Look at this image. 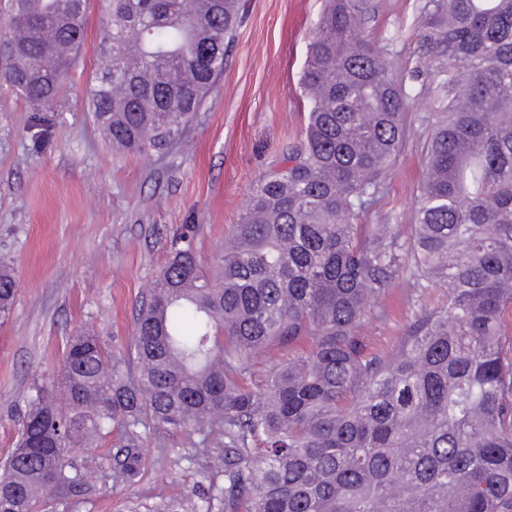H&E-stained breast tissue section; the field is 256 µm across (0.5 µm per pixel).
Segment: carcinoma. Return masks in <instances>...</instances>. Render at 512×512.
Here are the masks:
<instances>
[{"label": "carcinoma", "mask_w": 512, "mask_h": 512, "mask_svg": "<svg viewBox=\"0 0 512 512\" xmlns=\"http://www.w3.org/2000/svg\"><path fill=\"white\" fill-rule=\"evenodd\" d=\"M89 2L0 0V78L37 112L87 39ZM96 2L106 35L88 111L112 149L164 157L224 74L240 0ZM370 10L325 0L300 75L301 143L259 178L208 264L193 236L175 240L137 300L133 354L84 329L57 387L33 386L0 512L88 490L70 449L117 430L126 485L148 436L224 449V482L150 512H512V0H435L417 31L411 78L435 109L402 244L394 224L359 223L399 152L407 98L359 29ZM403 272L417 310L377 351L362 325ZM14 291L1 270V316Z\"/></svg>", "instance_id": "carcinoma-1"}]
</instances>
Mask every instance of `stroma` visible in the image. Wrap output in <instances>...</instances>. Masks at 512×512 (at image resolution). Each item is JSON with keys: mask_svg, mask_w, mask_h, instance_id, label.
Returning a JSON list of instances; mask_svg holds the SVG:
<instances>
[{"mask_svg": "<svg viewBox=\"0 0 512 512\" xmlns=\"http://www.w3.org/2000/svg\"><path fill=\"white\" fill-rule=\"evenodd\" d=\"M363 33L406 79L401 150L384 190L362 218L409 234L426 162L433 94L409 74L419 61L415 34L430 0H372ZM323 0H246L228 47L224 75L183 141L170 154L140 158L113 152L86 106L96 64L97 6L88 39L57 104L34 122V109L0 84V264L16 282L12 310L0 319V462L15 446L33 383L54 384L68 336L94 327L111 346L131 341L134 307L164 265L172 239L195 227L210 258L237 223L256 180L299 144L307 101L299 84ZM415 313L407 276L379 298L365 331L393 347ZM115 437L75 447L71 460L92 471L89 494L55 498L47 512H127L129 501L199 494L219 473L220 448L192 459L174 434L144 441L142 472L129 486L113 478Z\"/></svg>", "mask_w": 512, "mask_h": 512, "instance_id": "obj_1", "label": "stroma"}]
</instances>
